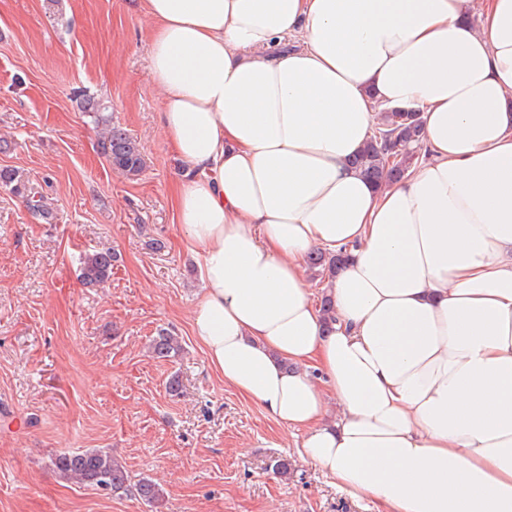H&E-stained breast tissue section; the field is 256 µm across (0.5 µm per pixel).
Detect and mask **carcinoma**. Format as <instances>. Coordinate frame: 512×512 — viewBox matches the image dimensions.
Segmentation results:
<instances>
[{
	"label": "carcinoma",
	"mask_w": 512,
	"mask_h": 512,
	"mask_svg": "<svg viewBox=\"0 0 512 512\" xmlns=\"http://www.w3.org/2000/svg\"><path fill=\"white\" fill-rule=\"evenodd\" d=\"M95 123L102 127L98 150L112 169L129 179L140 176L146 166L140 144L125 130L110 123L103 115V108L90 102ZM377 131L363 149L351 160V165L365 179L377 186H385L404 177L418 155L422 143V124L415 112L385 110L377 116ZM0 184L15 194L29 196L33 187L19 174L9 168L0 169ZM346 260L339 251L334 255L321 250L308 254L306 264L313 275L322 279L336 273ZM116 254L111 250H95L81 258L80 279L89 287L99 286L112 276ZM153 358L170 361L182 351L178 336L166 329H159L149 345ZM51 462L66 480L110 490L114 493L134 487L138 497L146 504L155 506L162 496L161 489L146 478L131 483L123 464L112 455V451L88 448L55 456Z\"/></svg>",
	"instance_id": "cac0c4a2"
}]
</instances>
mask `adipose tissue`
<instances>
[{"mask_svg":"<svg viewBox=\"0 0 512 512\" xmlns=\"http://www.w3.org/2000/svg\"><path fill=\"white\" fill-rule=\"evenodd\" d=\"M132 3L225 384L380 512H512V0ZM383 109L424 158L379 189L349 160ZM345 260L346 253H343L341 250L336 252L335 255L327 254L321 250H316L308 254L306 264L314 276H319L321 279L325 280L326 277L333 276L336 273V269H338ZM310 271L307 270L304 262L302 276L317 301L319 296V280H313V275Z\"/></svg>","mask_w":512,"mask_h":512,"instance_id":"adipose-tissue-1","label":"adipose tissue"}]
</instances>
